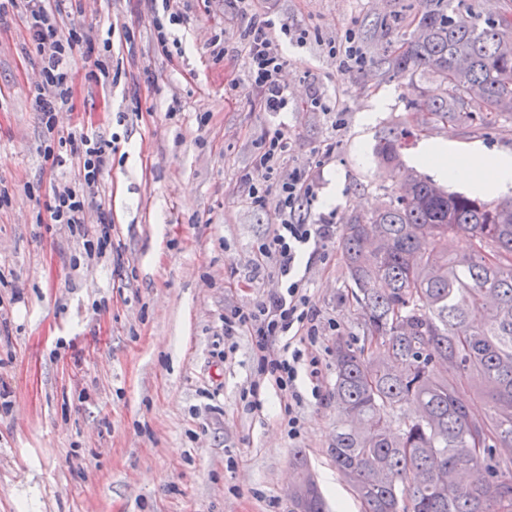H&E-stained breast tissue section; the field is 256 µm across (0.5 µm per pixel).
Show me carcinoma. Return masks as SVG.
Returning a JSON list of instances; mask_svg holds the SVG:
<instances>
[{
	"instance_id": "carcinoma-1",
	"label": "carcinoma",
	"mask_w": 512,
	"mask_h": 512,
	"mask_svg": "<svg viewBox=\"0 0 512 512\" xmlns=\"http://www.w3.org/2000/svg\"><path fill=\"white\" fill-rule=\"evenodd\" d=\"M388 67L447 87L414 103L418 130L466 117L478 132L512 112V17L479 24L452 0H424ZM402 148L397 133L379 139L393 198L344 225L365 331L359 348L336 341L329 453L364 512H512V200L450 193L405 167ZM457 236L469 246L448 251ZM293 463L291 512H328L302 450Z\"/></svg>"
}]
</instances>
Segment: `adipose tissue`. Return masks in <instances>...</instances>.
Returning a JSON list of instances; mask_svg holds the SVG:
<instances>
[{
  "mask_svg": "<svg viewBox=\"0 0 512 512\" xmlns=\"http://www.w3.org/2000/svg\"><path fill=\"white\" fill-rule=\"evenodd\" d=\"M420 167L433 168L441 180L467 186L483 196L512 189V152L487 153L480 148L460 151L455 142L424 144L413 156Z\"/></svg>",
  "mask_w": 512,
  "mask_h": 512,
  "instance_id": "1",
  "label": "adipose tissue"
}]
</instances>
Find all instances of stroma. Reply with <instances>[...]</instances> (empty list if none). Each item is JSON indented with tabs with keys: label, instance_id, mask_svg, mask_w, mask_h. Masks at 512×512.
Returning a JSON list of instances; mask_svg holds the SVG:
<instances>
[{
	"label": "stroma",
	"instance_id": "obj_1",
	"mask_svg": "<svg viewBox=\"0 0 512 512\" xmlns=\"http://www.w3.org/2000/svg\"><path fill=\"white\" fill-rule=\"evenodd\" d=\"M172 9L183 22L171 28L178 48L167 56L154 44L145 0H72V15L112 33L100 54L108 75L76 59L74 94L56 114L58 130L118 137L99 188L112 249L92 260L79 230L44 221L51 188L79 182L80 170L45 163L36 53L21 19L0 27V190L9 197L0 207V383L11 401L0 415V512H290L297 449L331 512H361L327 453L333 401L307 400L296 441L272 386L262 390V411L249 410L240 399L253 373L249 342L239 336L225 351L223 317L277 286L271 272L254 271V246L275 224L274 210L251 207L240 183L267 129L288 136L285 168L319 165L313 212H335L341 227L389 202L395 180L374 144L412 128L417 97L445 94L431 74L401 76L380 64L411 41L421 0H255L254 12L311 34L303 46L280 42L291 100L284 112L263 111L246 91V21L229 0H174ZM349 28L369 58L365 70L344 71L324 51ZM216 41L228 56L214 54ZM314 81L338 100L342 126L311 109ZM383 96L390 107L363 123ZM448 139L512 151V114L478 133L448 122L412 137ZM306 278L322 319L338 326L318 344L331 391L336 341L363 327L341 239Z\"/></svg>",
	"mask_w": 512,
	"mask_h": 512
}]
</instances>
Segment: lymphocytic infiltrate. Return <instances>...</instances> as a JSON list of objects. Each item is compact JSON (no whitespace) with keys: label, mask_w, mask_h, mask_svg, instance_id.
<instances>
[{"label":"lymphocytic infiltrate","mask_w":512,"mask_h":512,"mask_svg":"<svg viewBox=\"0 0 512 512\" xmlns=\"http://www.w3.org/2000/svg\"><path fill=\"white\" fill-rule=\"evenodd\" d=\"M66 0H0V15L16 11L25 18L39 59L41 81L37 84L35 103L45 123L72 97L71 66L76 55L94 51L96 32L93 26H61ZM284 35L296 44H306L310 32L288 24H275L267 14H252L243 33L248 65L249 94L258 99L267 112H284L289 105L288 88L283 80L286 60L276 42ZM113 152L109 139L91 136L81 130L60 136L56 145L46 146L43 157L51 167L79 164L78 185L53 187L45 202L47 220L52 224L83 225L89 208H96V238L87 242V254L101 255L112 246V220L104 205L94 204L100 180L108 168ZM288 152V138L282 129L266 131L253 159L254 169L263 173L260 183L249 184L246 197L251 206L266 207L269 195H276L277 222L271 233L255 248L259 267L271 270L279 288L249 308H234L224 315V338L240 335L250 338L256 370L240 398L250 408L262 406L264 384H271L287 401L284 419L289 439L301 434L297 410L305 397L324 400L321 361L315 349L320 334V314L307 293L301 266L327 263V247L336 235L335 213L316 218L301 215L303 201L313 199L319 172L317 169L294 168L286 178H278L281 162ZM309 392H302V385Z\"/></svg>","instance_id":"f902f5d3"}]
</instances>
